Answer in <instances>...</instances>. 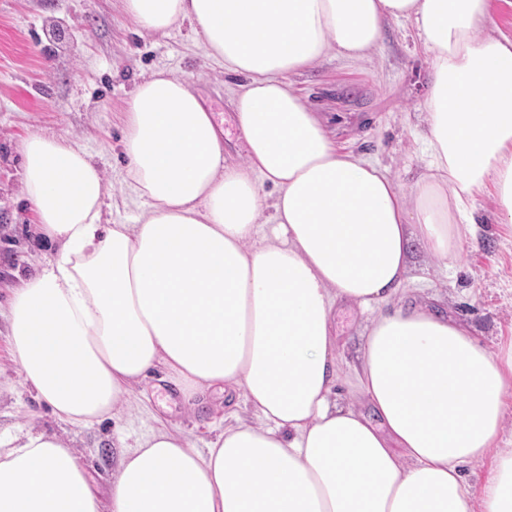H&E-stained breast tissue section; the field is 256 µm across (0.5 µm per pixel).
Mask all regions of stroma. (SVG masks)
Segmentation results:
<instances>
[{
  "label": "stroma",
  "mask_w": 512,
  "mask_h": 512,
  "mask_svg": "<svg viewBox=\"0 0 512 512\" xmlns=\"http://www.w3.org/2000/svg\"><path fill=\"white\" fill-rule=\"evenodd\" d=\"M159 70L192 78L224 133L226 151L243 156L246 143L231 105L237 81L204 60L188 27L140 34L121 0H0V441L29 428L58 434L86 461L91 481L104 493L121 456L117 442L131 446L167 427L203 452L217 428L257 420L243 396L228 399L216 390L194 405L169 394L158 374L133 388L129 407L116 417L70 425L26 386L9 342L14 288L55 253L20 198L22 142L38 134L81 146L105 173L113 223H134L144 201L119 182V142L132 89ZM431 78L413 23L393 20L372 62L355 64L331 53L289 80L339 148L379 161L408 188L426 171L423 110ZM470 213L473 235L459 255L413 267L402 295L444 309L494 351L512 342V224L500 223L490 186L475 196ZM365 326L357 308L337 306L342 382L336 399L345 404L354 401L348 383L362 360Z\"/></svg>",
  "instance_id": "35a3bbf8"
}]
</instances>
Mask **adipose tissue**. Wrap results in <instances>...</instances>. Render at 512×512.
Wrapping results in <instances>:
<instances>
[{"label": "adipose tissue", "instance_id": "ef3b65f1", "mask_svg": "<svg viewBox=\"0 0 512 512\" xmlns=\"http://www.w3.org/2000/svg\"><path fill=\"white\" fill-rule=\"evenodd\" d=\"M140 31L189 24L206 59L243 77V159L191 80L132 91L126 188L148 204L103 221L102 171L62 137L22 146L23 198L53 259L8 310L24 382L62 421L111 416L156 368L187 398L242 393L259 424L207 452L166 429L123 455L108 496L55 435L0 448V512H512V454L473 488L462 473L497 446L512 345L491 352L444 311L408 305L413 256L452 259L454 221L486 183L512 223V38L481 35L489 0H123ZM409 20L431 59L428 172L411 189L339 150L288 77L328 51L369 60L387 21ZM368 314L352 386L333 402L332 317Z\"/></svg>", "mask_w": 512, "mask_h": 512}]
</instances>
